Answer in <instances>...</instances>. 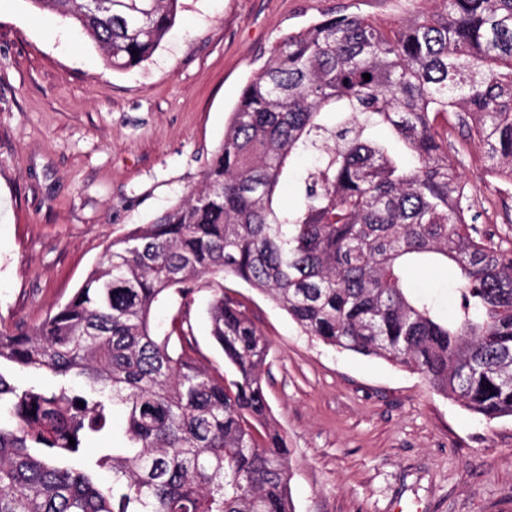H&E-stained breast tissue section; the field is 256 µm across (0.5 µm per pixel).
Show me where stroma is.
Here are the masks:
<instances>
[{"label": "stroma", "mask_w": 512, "mask_h": 512, "mask_svg": "<svg viewBox=\"0 0 512 512\" xmlns=\"http://www.w3.org/2000/svg\"><path fill=\"white\" fill-rule=\"evenodd\" d=\"M433 0H181L153 55L124 71L72 21L0 0V324L40 322L106 244L200 186L244 85L284 35L334 15L395 26ZM448 153L479 228L512 250V184L458 126ZM441 314L454 269L414 273ZM270 348L263 386L285 436L295 512H512V418L486 421L417 371L306 335L229 279ZM209 294L190 309L199 363L224 368Z\"/></svg>", "instance_id": "stroma-1"}]
</instances>
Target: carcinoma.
Masks as SVG:
<instances>
[{
	"mask_svg": "<svg viewBox=\"0 0 512 512\" xmlns=\"http://www.w3.org/2000/svg\"><path fill=\"white\" fill-rule=\"evenodd\" d=\"M28 2L125 70L160 46L180 0ZM441 2L397 27L340 15L285 36L201 187L112 239L56 312L0 329V512H294L263 388L269 342L228 278L325 345L417 370L487 421L512 417V251L476 226L445 131L466 129L487 174L512 184V0ZM323 142L301 205L275 207L292 160ZM449 262L458 298L442 319L408 271ZM203 288L222 373L192 355ZM161 300L168 329L151 321ZM118 408L125 445L74 466Z\"/></svg>",
	"mask_w": 512,
	"mask_h": 512,
	"instance_id": "carcinoma-1",
	"label": "carcinoma"
}]
</instances>
